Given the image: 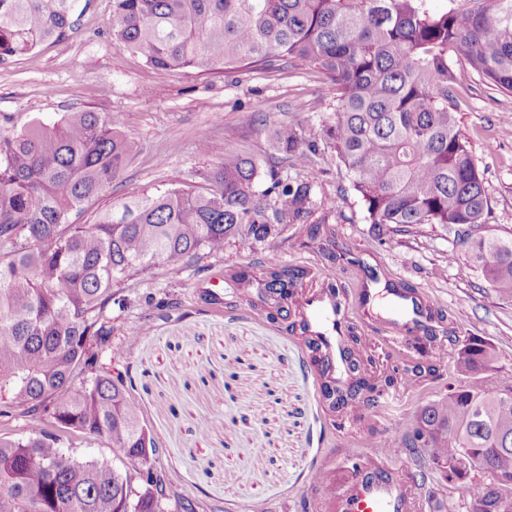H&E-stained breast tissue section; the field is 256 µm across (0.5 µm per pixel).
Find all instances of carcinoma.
Returning <instances> with one entry per match:
<instances>
[{
  "instance_id": "carcinoma-1",
  "label": "carcinoma",
  "mask_w": 512,
  "mask_h": 512,
  "mask_svg": "<svg viewBox=\"0 0 512 512\" xmlns=\"http://www.w3.org/2000/svg\"><path fill=\"white\" fill-rule=\"evenodd\" d=\"M430 0H112L116 42L160 70L215 72L275 59L317 65L335 87L323 127L382 237L436 224L454 236L466 267L512 296V236L480 234L490 200L448 109L471 74L512 93V0L436 12ZM75 0H0V62L73 30ZM282 159L310 156L291 124L270 130ZM131 145L108 112L77 109L20 133L0 131V417L47 427L26 439L0 434V512H162L165 484L154 439L122 382L97 372L112 343V288L138 271L275 240L311 213L313 186L262 172L232 144L205 174L206 191L171 188L78 224L123 168ZM266 183L262 190L260 183ZM266 287L288 297L293 279L267 259ZM350 385L330 409L371 383L346 348ZM487 344L456 354L465 376L493 370ZM79 434L112 444L122 467L79 461L62 447ZM398 454L424 465L468 452L491 463L470 478L473 512L490 483L512 493V394L474 382L449 387L403 425ZM139 486L133 487L132 476Z\"/></svg>"
}]
</instances>
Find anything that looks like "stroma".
Returning a JSON list of instances; mask_svg holds the SVG:
<instances>
[{"label":"stroma","instance_id":"obj_1","mask_svg":"<svg viewBox=\"0 0 512 512\" xmlns=\"http://www.w3.org/2000/svg\"><path fill=\"white\" fill-rule=\"evenodd\" d=\"M112 0H78L75 35L48 40L0 63V126L16 133L38 118L85 108L117 116L132 146L123 170L93 201L92 210L178 185L201 189L224 147L236 144L281 176L313 183L308 224L289 225L272 245L187 263L148 267L116 290L108 312L112 345L99 372L122 376L140 407L143 426L159 448L166 483L164 512H336L312 475L348 471L347 457H376L401 424L464 384L454 369L457 350L479 339L496 352L485 387L512 382V298L490 288L479 271L462 276L451 234L421 224L396 243L379 240L345 169L322 137L332 123L333 88L317 66L280 61L264 69L199 73L161 71L120 47L108 28ZM462 137L469 143L491 203L487 230L512 234V94L480 78L453 91ZM296 126L315 143L307 167L277 163L268 131ZM299 278L287 300L265 291L269 248ZM336 282L343 299L356 289L414 288L432 320L417 329L411 351L390 346L389 316L380 307L349 308L345 323L358 338L362 369L396 379L383 405L353 403L330 410L321 393L320 364L300 328L305 298ZM436 343H428L427 335ZM426 365L412 376L415 364ZM394 471L431 512L454 499L470 512L464 484L441 471L420 476L408 455Z\"/></svg>","mask_w":512,"mask_h":512}]
</instances>
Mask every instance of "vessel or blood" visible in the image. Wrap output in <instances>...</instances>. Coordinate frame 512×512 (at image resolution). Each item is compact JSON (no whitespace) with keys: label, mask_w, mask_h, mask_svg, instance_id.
I'll use <instances>...</instances> for the list:
<instances>
[{"label":"vessel or blood","mask_w":512,"mask_h":512,"mask_svg":"<svg viewBox=\"0 0 512 512\" xmlns=\"http://www.w3.org/2000/svg\"><path fill=\"white\" fill-rule=\"evenodd\" d=\"M389 305L394 330L391 341L400 347H408L406 333L412 324L411 312L396 298L390 299ZM306 306V319L320 346L326 371L333 373L336 379H344L346 363L341 336L344 313L337 311L335 298L328 295H313L307 299ZM313 481L328 485L338 512H418L419 509L417 500L409 496L405 483L384 463L351 471L349 478L341 484L328 483L321 470L314 473Z\"/></svg>","instance_id":"vessel-or-blood-1"}]
</instances>
